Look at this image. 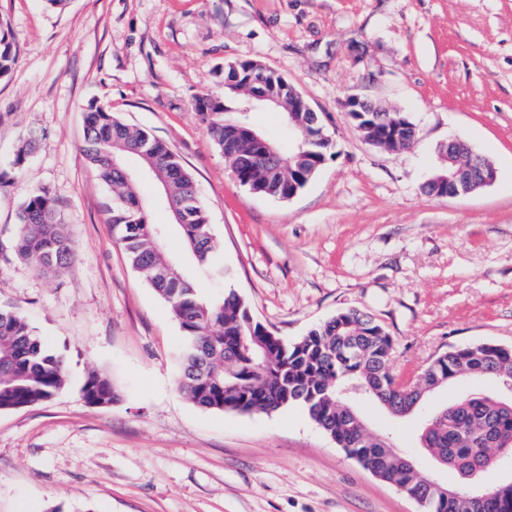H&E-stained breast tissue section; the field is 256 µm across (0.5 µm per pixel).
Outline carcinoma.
Instances as JSON below:
<instances>
[{
	"label": "carcinoma",
	"instance_id": "cac0c4a2",
	"mask_svg": "<svg viewBox=\"0 0 512 512\" xmlns=\"http://www.w3.org/2000/svg\"><path fill=\"white\" fill-rule=\"evenodd\" d=\"M15 61L13 38L0 28V78ZM257 60L227 63L221 90L194 99V108L208 123L220 151L228 150L240 185L253 193L278 199L302 190L326 159L331 145L320 140L321 121L315 112L281 108L286 123L301 140L273 145L266 153L248 135L224 146L225 137L244 125L239 98L248 100L261 86L247 83ZM99 179L112 189L111 222L120 232L127 260L170 305L182 332L178 352V390L196 405L237 413L270 412L288 405L303 406L314 423L343 448L347 456L380 479L397 483L404 492L428 502L426 512H475L467 499L473 477L493 466L492 442L508 443L512 456V407L502 395L512 382V347L482 343L453 349L438 357L421 378L406 387L388 370L392 339L370 315L342 311L288 344L256 321L233 290L205 295L196 274L224 277L213 261L215 243L207 208L194 192L188 171L173 177L178 156L151 133L130 126L106 106H92L86 115L81 147ZM134 156L154 177L168 181L173 203L183 206L186 221L174 225L186 255L164 251L167 228L150 220V206L138 194V183H127L123 161ZM15 253L41 272H57L74 257L57 201L45 187L30 191L19 203ZM463 377L493 378L492 392L465 393L426 418L418 443L438 467L455 471L459 496L449 501L438 494L433 479L421 475L400 454L390 438L368 431L355 404L371 400L392 416L413 414L428 393L448 388ZM65 383L64 364L19 311L0 307V411L50 399ZM91 405H110L119 397L112 381L90 375L82 387ZM481 512H512V492L484 502Z\"/></svg>",
	"mask_w": 512,
	"mask_h": 512
}]
</instances>
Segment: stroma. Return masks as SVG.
Here are the masks:
<instances>
[{
	"mask_svg": "<svg viewBox=\"0 0 512 512\" xmlns=\"http://www.w3.org/2000/svg\"><path fill=\"white\" fill-rule=\"evenodd\" d=\"M14 65L0 78V304L64 361L52 399L0 412V512H422L355 460L299 405L242 414L177 390L182 332L128 265L110 189L81 144L90 104L166 143L210 211L224 282L295 343L337 312L371 315L393 340L390 371L417 381L451 349L512 346V0H0ZM257 59L319 113L331 153L293 198L241 186L192 99L224 63ZM405 113L410 149L358 136L351 95ZM462 138L491 186L436 197L438 150ZM38 147L12 165L22 139ZM48 188L75 248L43 273L12 255L24 194ZM120 399L87 404L90 373ZM424 475L458 482L418 446L417 419L364 402Z\"/></svg>",
	"mask_w": 512,
	"mask_h": 512,
	"instance_id": "stroma-1",
	"label": "stroma"
}]
</instances>
